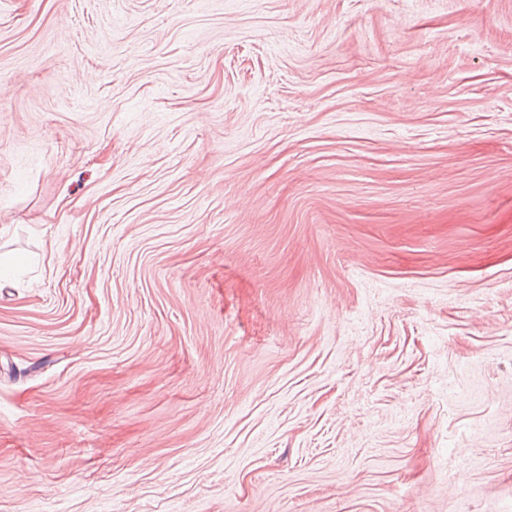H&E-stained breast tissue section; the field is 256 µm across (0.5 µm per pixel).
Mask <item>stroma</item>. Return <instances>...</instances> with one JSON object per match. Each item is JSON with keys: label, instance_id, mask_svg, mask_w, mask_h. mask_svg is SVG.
<instances>
[{"label": "stroma", "instance_id": "stroma-1", "mask_svg": "<svg viewBox=\"0 0 512 512\" xmlns=\"http://www.w3.org/2000/svg\"><path fill=\"white\" fill-rule=\"evenodd\" d=\"M0 512H512V0H0Z\"/></svg>", "mask_w": 512, "mask_h": 512}]
</instances>
